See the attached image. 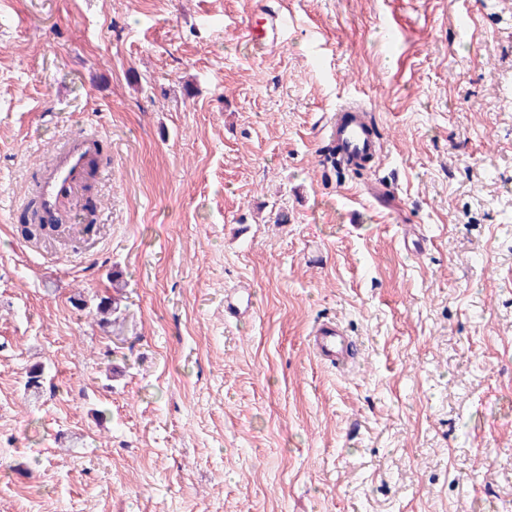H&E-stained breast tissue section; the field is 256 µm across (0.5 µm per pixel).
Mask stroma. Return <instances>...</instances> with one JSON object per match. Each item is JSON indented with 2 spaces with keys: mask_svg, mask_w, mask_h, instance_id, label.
Returning a JSON list of instances; mask_svg holds the SVG:
<instances>
[{
  "mask_svg": "<svg viewBox=\"0 0 512 512\" xmlns=\"http://www.w3.org/2000/svg\"><path fill=\"white\" fill-rule=\"evenodd\" d=\"M260 6L0 0V512H512V0ZM352 98L395 210L321 164ZM84 128L91 222L27 238ZM309 340L316 356L333 366L344 364L352 350L349 336L335 318L321 321Z\"/></svg>",
  "mask_w": 512,
  "mask_h": 512,
  "instance_id": "1",
  "label": "stroma"
}]
</instances>
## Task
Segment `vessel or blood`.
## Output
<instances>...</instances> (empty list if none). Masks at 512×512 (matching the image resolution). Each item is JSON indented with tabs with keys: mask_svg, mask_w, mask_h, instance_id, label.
<instances>
[{
	"mask_svg": "<svg viewBox=\"0 0 512 512\" xmlns=\"http://www.w3.org/2000/svg\"><path fill=\"white\" fill-rule=\"evenodd\" d=\"M325 133L339 166L369 173L385 152L386 138L367 104L351 100L331 114ZM97 138L78 133L70 136L40 170L37 199L42 215H57L61 205L82 186L87 162L94 153ZM367 194L382 207L396 200L394 188L371 178ZM310 344L320 360L343 364L352 350V342L341 324L333 318L321 321L310 336Z\"/></svg>",
	"mask_w": 512,
	"mask_h": 512,
	"instance_id": "vessel-or-blood-1",
	"label": "vessel or blood"
}]
</instances>
